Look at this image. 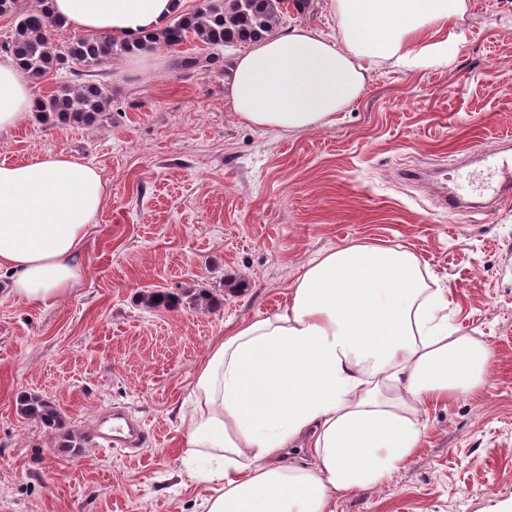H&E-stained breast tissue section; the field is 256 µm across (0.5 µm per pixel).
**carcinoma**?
<instances>
[{"label": "carcinoma", "mask_w": 512, "mask_h": 512, "mask_svg": "<svg viewBox=\"0 0 512 512\" xmlns=\"http://www.w3.org/2000/svg\"><path fill=\"white\" fill-rule=\"evenodd\" d=\"M43 2L36 0V5L31 6L26 0H0V17L14 18V26L6 40L0 42V48L33 80L70 70L74 64L91 69L137 52L172 49L189 34L210 47L257 42L282 24V5L287 0H199L193 13L172 17L160 32L136 40L78 35L63 47L55 44L52 30L56 23L43 10ZM73 75L75 80L61 84L47 96L35 98L34 112L39 119L56 118L84 125L105 110L110 102L107 87L84 80L80 70ZM174 301L176 297L161 291L144 296V302L152 308L169 306ZM19 413L48 427L55 426L59 418L53 403L32 394L20 399Z\"/></svg>", "instance_id": "obj_1"}]
</instances>
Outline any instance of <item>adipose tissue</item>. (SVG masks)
I'll use <instances>...</instances> for the list:
<instances>
[{"label": "adipose tissue", "instance_id": "obj_1", "mask_svg": "<svg viewBox=\"0 0 512 512\" xmlns=\"http://www.w3.org/2000/svg\"><path fill=\"white\" fill-rule=\"evenodd\" d=\"M185 0H46L72 31L134 39L164 29ZM336 32L303 25L239 56L227 88L239 118L264 129L332 125L363 93L370 68L448 60L467 0H330ZM34 93L0 59V133L31 116ZM104 206L98 169L66 152L0 163V271L14 294L45 304L66 294L73 257ZM448 292L419 258L356 244L320 253L284 309L225 330L196 366L182 445L208 458L207 512H328L370 489L418 448L429 403L482 390L492 352L448 321ZM303 444L307 453L286 456Z\"/></svg>", "mask_w": 512, "mask_h": 512}]
</instances>
